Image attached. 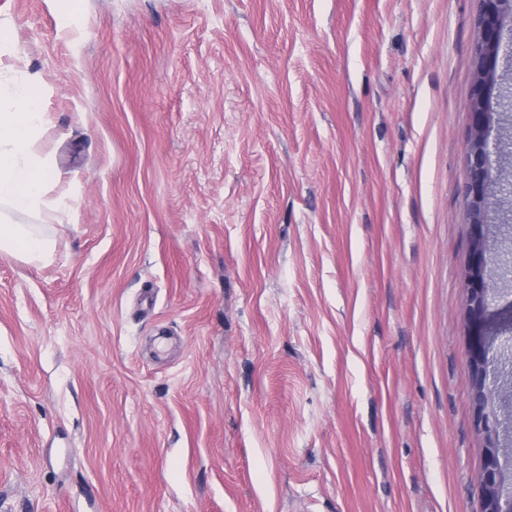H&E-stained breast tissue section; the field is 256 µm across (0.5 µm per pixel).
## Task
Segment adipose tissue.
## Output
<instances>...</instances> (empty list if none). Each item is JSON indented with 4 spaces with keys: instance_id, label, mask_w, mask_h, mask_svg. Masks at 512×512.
<instances>
[{
    "instance_id": "adipose-tissue-1",
    "label": "adipose tissue",
    "mask_w": 512,
    "mask_h": 512,
    "mask_svg": "<svg viewBox=\"0 0 512 512\" xmlns=\"http://www.w3.org/2000/svg\"><path fill=\"white\" fill-rule=\"evenodd\" d=\"M13 107L0 111V206L16 213H37L43 205L46 164L31 149V141L45 121L40 91L24 81L12 92ZM0 250L21 252L32 261L51 253L49 240L33 225L15 224L0 215Z\"/></svg>"
}]
</instances>
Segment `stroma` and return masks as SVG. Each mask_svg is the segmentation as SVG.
Instances as JSON below:
<instances>
[{"label":"stroma","mask_w":512,"mask_h":512,"mask_svg":"<svg viewBox=\"0 0 512 512\" xmlns=\"http://www.w3.org/2000/svg\"><path fill=\"white\" fill-rule=\"evenodd\" d=\"M480 0H0L49 260L0 251V512H480Z\"/></svg>","instance_id":"1"}]
</instances>
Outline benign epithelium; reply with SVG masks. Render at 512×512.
I'll return each mask as SVG.
<instances>
[{"label": "benign epithelium", "instance_id": "1", "mask_svg": "<svg viewBox=\"0 0 512 512\" xmlns=\"http://www.w3.org/2000/svg\"><path fill=\"white\" fill-rule=\"evenodd\" d=\"M472 57L474 87L471 96V135L464 176L467 187L469 262L465 275L464 326L468 336L471 371L470 403L476 429L483 435L477 482L482 493L480 512H512V495L503 479L502 405L494 404L490 367L496 357L512 351V300L505 303L490 294L491 275L512 276V249L499 251L495 272L487 267L490 192L512 196V181L493 179V163L500 157V138L492 136L495 115L502 112V82L496 70L505 36L512 34V0H482Z\"/></svg>", "mask_w": 512, "mask_h": 512}]
</instances>
